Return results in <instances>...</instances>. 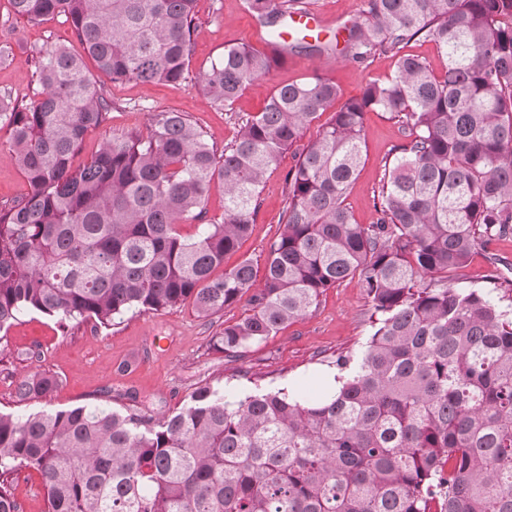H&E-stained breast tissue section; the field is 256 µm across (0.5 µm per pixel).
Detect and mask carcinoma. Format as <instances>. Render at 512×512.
<instances>
[{"label": "carcinoma", "mask_w": 512, "mask_h": 512, "mask_svg": "<svg viewBox=\"0 0 512 512\" xmlns=\"http://www.w3.org/2000/svg\"><path fill=\"white\" fill-rule=\"evenodd\" d=\"M38 23L61 15L114 83L188 79L195 0H9ZM277 41L303 0H246ZM342 52L359 65L398 56L394 73L342 99L315 74L275 86L262 112L217 152L184 114L150 112L146 133L70 160L112 100L61 44L32 49L41 91L0 94V130L29 191L0 208V332L35 311L108 325L131 309L189 302L208 318L249 296L213 348L229 361L305 316L356 276L374 330L336 360L339 386L316 401L283 390L228 398L200 386L160 418L98 406L0 412V512H19L11 480L37 472L47 512H512V305L489 291L420 285L512 235V0H364ZM435 44L441 73L415 55ZM285 59L248 44L200 71L227 112ZM385 112L410 140L384 164L378 217L345 205L362 159L364 114ZM325 112L316 136L306 131ZM294 150L283 229L256 283L251 260L215 275L254 223L260 189ZM224 216L207 219L214 181ZM194 221L185 237L179 225ZM58 385L19 379L21 401ZM402 53L420 56L437 72L441 71L444 67V61L438 55L436 47L432 42L412 41L402 50Z\"/></svg>", "instance_id": "cac0c4a2"}]
</instances>
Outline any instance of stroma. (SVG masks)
Instances as JSON below:
<instances>
[{
    "label": "stroma",
    "mask_w": 512,
    "mask_h": 512,
    "mask_svg": "<svg viewBox=\"0 0 512 512\" xmlns=\"http://www.w3.org/2000/svg\"><path fill=\"white\" fill-rule=\"evenodd\" d=\"M198 28L188 64L197 74L220 58L227 46L247 43L266 49L269 40L246 10L244 0H196ZM10 42L13 60L0 63V92L9 91L30 100L38 90L28 60L31 47L62 43L78 48L70 24L58 16L38 24L20 20L11 30L0 29V42ZM396 57L377 56L366 67L330 50H290L283 64L250 85L232 111L210 106L204 93L192 83L106 84L114 103L107 120L88 133L71 158L80 168L98 151L103 139L130 130H145L149 111L166 109L183 113L216 148L235 136L238 120L261 112L272 88L321 74L339 86L343 97L360 95L370 78L390 75ZM6 131H0V207L23 197L25 178L11 158ZM364 153L346 204L356 221L373 223L377 218L374 196L386 156L407 140L405 132L388 114L366 113ZM293 152H286L278 167L268 173L262 186L252 231L239 247L224 257L225 268L251 260L263 271L272 244L282 226L288 204L285 177L294 166ZM450 281L459 288H483L502 304L512 303V236L476 250L468 264L453 272ZM249 308L247 301L203 319L185 304L166 313L128 311L102 326L87 320L60 323L38 312L19 316L0 334V411L27 415L38 411L65 410L96 404L114 411L134 407L154 416L181 407L203 385L235 398L256 390L321 394L337 372L338 356L359 353L373 328L371 305L357 278L349 277L329 289L303 318L276 335L249 345L244 356L231 362L212 348V340L228 322L239 320ZM51 371L59 384L50 398L21 401L14 389L23 376Z\"/></svg>",
    "instance_id": "35a3bbf8"
}]
</instances>
